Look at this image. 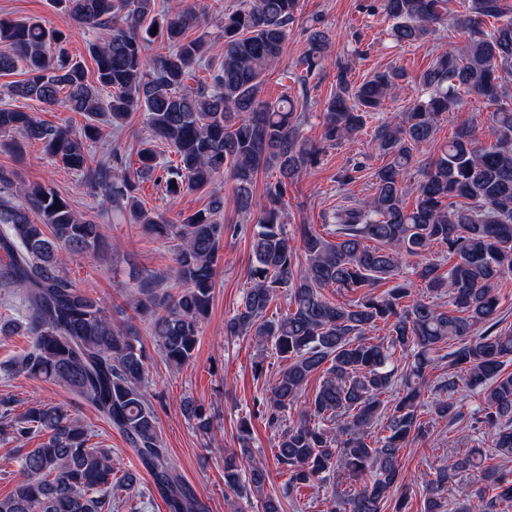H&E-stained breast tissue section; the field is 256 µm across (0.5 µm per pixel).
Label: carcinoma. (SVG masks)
Wrapping results in <instances>:
<instances>
[{
    "label": "carcinoma",
    "mask_w": 512,
    "mask_h": 512,
    "mask_svg": "<svg viewBox=\"0 0 512 512\" xmlns=\"http://www.w3.org/2000/svg\"><path fill=\"white\" fill-rule=\"evenodd\" d=\"M68 21L91 32L95 63L89 80L70 56L63 27L0 15V73L21 67L27 78L11 86L18 97L62 104L83 115L80 133L38 120L31 112L0 109V134L40 140L45 153L103 194L112 214L175 242L170 278L177 292L140 282L134 312L147 314L151 336L164 359L187 364L200 326L209 314L220 261L224 195L212 194L206 209L167 222L144 207L139 182L156 181L170 198L232 182L239 214H257L250 227L252 254L247 288L227 336H249L281 359L256 413L280 431L273 455L288 478L286 493L319 494L334 487L325 512H405L410 484L399 466L408 443L426 441L434 428L469 417L491 437L497 455L512 458V326L501 328L496 290L512 273V4L464 0V13L448 19L447 0H380L399 44L425 42L448 28L450 42L437 45L429 67L411 80L401 69L374 72L359 84L344 68L322 113V139L334 146L375 118L393 89L416 85L421 94L407 111L378 120L374 139L386 164L373 174L374 193L340 204L313 224L288 225L285 198L303 171L321 162L323 148L303 136L304 113L286 96H261L266 72L279 60L300 0H237L223 10L224 55L205 82L186 84L211 46L194 38L196 10L157 9L156 0H57ZM311 20L301 59L302 87L326 61L329 39ZM156 34H151L153 27ZM465 35L457 48L454 33ZM157 45V53L146 50ZM486 100L494 140L483 143L463 127L428 160L416 187L414 208L405 204L411 163L431 150L440 115L452 112L461 93ZM143 114L149 136L136 151L138 167L115 152L110 163L95 159L88 142L98 122L114 127ZM175 159L161 158L158 146ZM279 177L266 184L262 201L254 186L260 171ZM97 218L80 215L54 189L25 185L0 168V285L22 300L28 349L5 368L65 386L91 405L128 441L169 512H207L193 487L175 472L163 447L156 410L145 387V364L136 328L112 322L102 303L76 286L63 252L103 247ZM442 246L453 257L448 269L427 258ZM413 268L415 279L405 272ZM383 283L391 284L383 293ZM356 294L335 302L325 290ZM285 298L283 312L267 314ZM383 329L385 335L374 332ZM448 362V374L432 384L428 371ZM314 394L302 399L309 380ZM479 395L466 415L458 394ZM434 395L423 404L425 393ZM297 412V420L286 415ZM200 435L213 423L202 407L185 404ZM47 440L20 455V478L0 498V512H112V491L137 492V477H112L110 451L90 443L88 429L62 406L37 402L20 415L0 409V435ZM250 418L239 421L240 447L224 455V500L261 498L262 512H282L281 500L265 493L268 470L253 457ZM481 449L441 457L425 483L424 512H448L454 473L472 470L483 482L478 500L457 512H495L512 504V478L486 464ZM369 482H364V477Z\"/></svg>",
    "instance_id": "carcinoma-1"
}]
</instances>
